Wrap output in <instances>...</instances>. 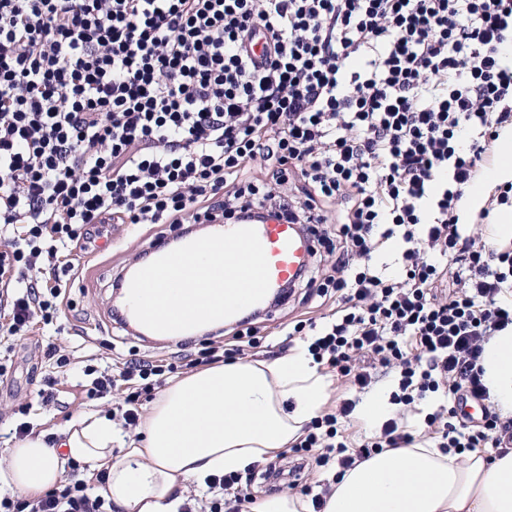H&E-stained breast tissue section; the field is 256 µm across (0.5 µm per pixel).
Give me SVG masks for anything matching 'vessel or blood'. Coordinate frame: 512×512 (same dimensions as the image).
<instances>
[{"instance_id": "1", "label": "vessel or blood", "mask_w": 512, "mask_h": 512, "mask_svg": "<svg viewBox=\"0 0 512 512\" xmlns=\"http://www.w3.org/2000/svg\"><path fill=\"white\" fill-rule=\"evenodd\" d=\"M255 230L269 264V290L278 292L292 284L303 273L312 249L313 239L300 225L286 219H267Z\"/></svg>"}]
</instances>
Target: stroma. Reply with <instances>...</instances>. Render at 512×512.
Returning a JSON list of instances; mask_svg holds the SVG:
<instances>
[{"mask_svg": "<svg viewBox=\"0 0 512 512\" xmlns=\"http://www.w3.org/2000/svg\"><path fill=\"white\" fill-rule=\"evenodd\" d=\"M182 231V226L176 224L95 226L87 249L75 260L74 270L62 276L67 285V302L56 322L37 330L30 338L0 343V361L11 367L8 378L0 380V460L15 444L8 432L11 412L17 406L30 405L29 419L34 430L44 435L57 432L89 411L108 415L115 412L121 401L120 392L98 400L87 398L81 386L85 366L113 368L137 355L173 362L182 377L190 374L188 362L202 348L220 346L225 359H235L238 341L230 325L174 340L150 335L139 339L107 322L113 277L133 269L153 243L172 240ZM298 312L296 302L285 299L261 315L257 321L260 346L252 350V358L274 359L288 354L293 345L284 336L283 328ZM50 343L69 354V366L56 368L45 359L43 352ZM45 377L56 378L60 390L57 404L47 407L38 404L36 396L39 382Z\"/></svg>", "mask_w": 512, "mask_h": 512, "instance_id": "1", "label": "stroma"}]
</instances>
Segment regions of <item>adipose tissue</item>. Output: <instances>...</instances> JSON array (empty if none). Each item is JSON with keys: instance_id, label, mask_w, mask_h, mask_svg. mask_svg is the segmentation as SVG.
<instances>
[{"instance_id": "obj_1", "label": "adipose tissue", "mask_w": 512, "mask_h": 512, "mask_svg": "<svg viewBox=\"0 0 512 512\" xmlns=\"http://www.w3.org/2000/svg\"><path fill=\"white\" fill-rule=\"evenodd\" d=\"M498 165L468 190L481 208L512 180V133L496 144ZM481 363L492 401L512 414V329L493 337ZM327 384L306 346L275 360L228 361L170 380L126 440L111 417L90 411L57 433L32 435L0 461V486L35 496L62 479L67 460L106 471L116 512H177L179 489L214 473L243 472L287 448L323 408ZM323 512H512V451L466 464L421 446L371 456L333 486Z\"/></svg>"}]
</instances>
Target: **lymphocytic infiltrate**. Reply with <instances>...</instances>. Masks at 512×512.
<instances>
[{
	"mask_svg": "<svg viewBox=\"0 0 512 512\" xmlns=\"http://www.w3.org/2000/svg\"><path fill=\"white\" fill-rule=\"evenodd\" d=\"M511 35L512 0H0V337L53 324L92 225L282 216L315 243L286 296L331 305L289 335H310L315 364L352 389L397 381L373 437L342 431L356 409L343 398L292 453L342 473L419 442L506 454L512 416L490 405L479 360L512 327V243L485 235L512 182L470 223L458 212L512 127ZM392 240L390 278L373 257ZM174 370L89 365L87 396L122 391L128 429ZM81 469L68 461L35 499L0 492V512H109ZM205 483L180 512H250L242 474Z\"/></svg>",
	"mask_w": 512,
	"mask_h": 512,
	"instance_id": "lymphocytic-infiltrate-1",
	"label": "lymphocytic infiltrate"
}]
</instances>
